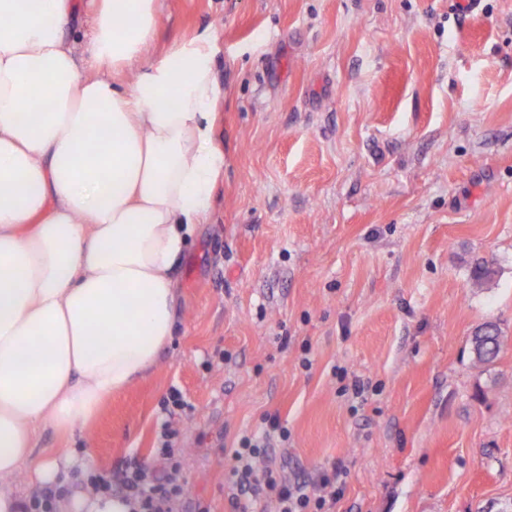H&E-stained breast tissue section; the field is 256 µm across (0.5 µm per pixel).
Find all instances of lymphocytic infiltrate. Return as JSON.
Wrapping results in <instances>:
<instances>
[{"label": "lymphocytic infiltrate", "mask_w": 512, "mask_h": 512, "mask_svg": "<svg viewBox=\"0 0 512 512\" xmlns=\"http://www.w3.org/2000/svg\"><path fill=\"white\" fill-rule=\"evenodd\" d=\"M187 403L179 388H171L162 409L167 418L158 434L152 463L123 462L111 473L88 472L83 489L89 498L123 497L130 512H211L205 501L188 504L183 460L187 448L173 419ZM288 439L278 416L264 419L261 431L242 435L230 454L227 498L232 512H330L341 490L344 470L332 467L311 478L288 475L286 464L269 456L275 443Z\"/></svg>", "instance_id": "obj_1"}]
</instances>
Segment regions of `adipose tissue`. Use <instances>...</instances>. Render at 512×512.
Returning <instances> with one entry per match:
<instances>
[{"mask_svg": "<svg viewBox=\"0 0 512 512\" xmlns=\"http://www.w3.org/2000/svg\"><path fill=\"white\" fill-rule=\"evenodd\" d=\"M75 3L0 0V512H20V472L59 482L39 432L93 419L171 339L175 269L224 175L213 37L173 44L126 85L157 0H91L89 76ZM36 95L46 107L25 119ZM79 7L77 10L76 18L72 24L71 34L73 39L78 41L79 56L81 57V66L84 68L85 73L92 74L93 70L88 68L87 55L83 54L86 45L90 40L91 28H92V17L90 10L87 7L88 1H78Z\"/></svg>", "mask_w": 512, "mask_h": 512, "instance_id": "adipose-tissue-1", "label": "adipose tissue"}]
</instances>
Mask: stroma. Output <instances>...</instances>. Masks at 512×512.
Wrapping results in <instances>:
<instances>
[{"label":"stroma","instance_id":"1","mask_svg":"<svg viewBox=\"0 0 512 512\" xmlns=\"http://www.w3.org/2000/svg\"><path fill=\"white\" fill-rule=\"evenodd\" d=\"M458 2L160 0L144 63L218 37L224 179L176 270L171 343L39 447L103 472L149 461L175 386L187 493L212 512L269 414L289 473L345 469L333 512H512V0ZM485 322L503 347L479 366ZM473 359L480 365L494 362L500 352V331L493 323H484L471 339Z\"/></svg>","mask_w":512,"mask_h":512}]
</instances>
